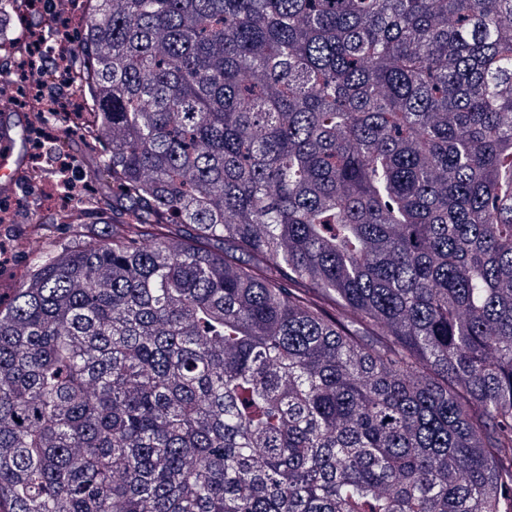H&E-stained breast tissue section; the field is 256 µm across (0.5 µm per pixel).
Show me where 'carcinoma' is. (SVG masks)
<instances>
[{
  "mask_svg": "<svg viewBox=\"0 0 512 512\" xmlns=\"http://www.w3.org/2000/svg\"><path fill=\"white\" fill-rule=\"evenodd\" d=\"M88 3L0 512H512V0ZM63 140L68 144V154L75 160L78 171L75 176L78 179L86 181L87 190L82 199L83 219L82 224L99 223L100 218L93 213L92 201L102 191H108V183L102 179L93 178L95 165L102 154V149L98 144L87 142L81 133H72L70 136H64Z\"/></svg>",
  "mask_w": 512,
  "mask_h": 512,
  "instance_id": "1",
  "label": "carcinoma"
}]
</instances>
